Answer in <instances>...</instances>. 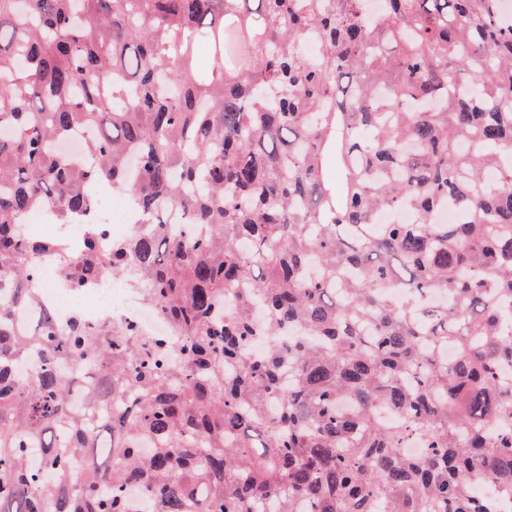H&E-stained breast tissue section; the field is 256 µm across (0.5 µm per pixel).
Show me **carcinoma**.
Listing matches in <instances>:
<instances>
[{
	"instance_id": "carcinoma-1",
	"label": "carcinoma",
	"mask_w": 512,
	"mask_h": 512,
	"mask_svg": "<svg viewBox=\"0 0 512 512\" xmlns=\"http://www.w3.org/2000/svg\"><path fill=\"white\" fill-rule=\"evenodd\" d=\"M365 2L0 0V512L512 501V169L491 176L512 166V21L500 0ZM79 128L92 165L54 148ZM104 184L149 224L107 250L95 225L77 251L23 232L45 207L82 222ZM35 256L74 288L133 273L173 336L48 311L18 335ZM115 394L128 405L101 414Z\"/></svg>"
}]
</instances>
